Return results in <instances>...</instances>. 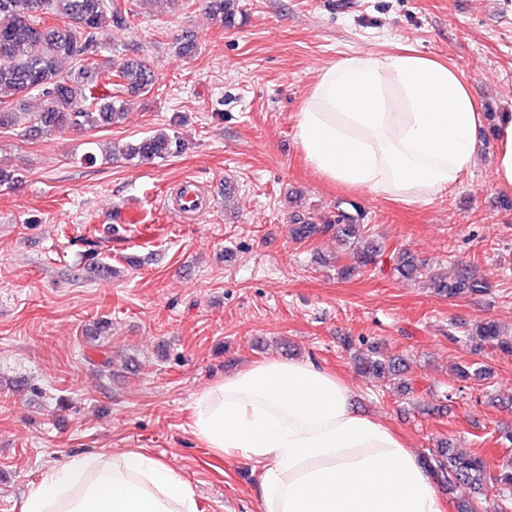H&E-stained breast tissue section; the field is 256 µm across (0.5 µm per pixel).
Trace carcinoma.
Listing matches in <instances>:
<instances>
[{
	"label": "carcinoma",
	"instance_id": "obj_1",
	"mask_svg": "<svg viewBox=\"0 0 512 512\" xmlns=\"http://www.w3.org/2000/svg\"><path fill=\"white\" fill-rule=\"evenodd\" d=\"M239 2L209 0V8L224 27L231 28L240 13ZM50 13L58 17L59 23L41 24L42 15ZM129 28V12L116 0H0V129L23 125L25 136L38 139L67 130L83 131L119 123L125 115V104L108 86L113 84L129 93H148L155 85L154 73L143 60L125 59L113 69L98 61L112 32ZM64 61L72 63L70 69L61 67ZM31 91L38 92L41 111L27 117L14 110L10 99ZM90 100L95 105L93 112L85 108ZM183 148L184 142L177 135L153 134L135 145L113 150L112 159L164 160ZM292 218L296 241L332 234L356 255L357 267L382 263L384 249L366 235L361 212L352 214L338 207L336 215L325 221L313 210L302 216L294 214ZM87 257L85 277L112 273V265L94 249L88 250ZM391 259V274L423 282L441 296L476 295L489 289L470 267L461 268L450 281L405 250L392 254ZM355 268L342 265L338 275L346 279ZM470 335L480 337L479 350L487 344L506 355L512 354V336L504 334L495 323H484ZM353 363L365 375L408 387L400 364L378 359L371 349L356 351ZM458 373L464 381H483L489 376L476 363L458 368ZM426 461L445 482L462 483L473 489L476 497L458 503L457 512H479L480 497L485 495L491 469L485 458L458 452L445 444L432 451Z\"/></svg>",
	"mask_w": 512,
	"mask_h": 512
}]
</instances>
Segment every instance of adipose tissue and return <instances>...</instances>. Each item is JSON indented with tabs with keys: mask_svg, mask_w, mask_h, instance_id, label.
<instances>
[{
	"mask_svg": "<svg viewBox=\"0 0 512 512\" xmlns=\"http://www.w3.org/2000/svg\"><path fill=\"white\" fill-rule=\"evenodd\" d=\"M495 179L512 189V107L487 116L458 71L400 47L321 68L296 116L308 165L335 185L408 202L472 168L483 129ZM343 378L268 359L201 391L191 430L213 453L258 470L262 512H449L434 474L399 433L355 408ZM20 512H198L184 474L142 451L79 452L45 471Z\"/></svg>",
	"mask_w": 512,
	"mask_h": 512,
	"instance_id": "1",
	"label": "adipose tissue"
}]
</instances>
